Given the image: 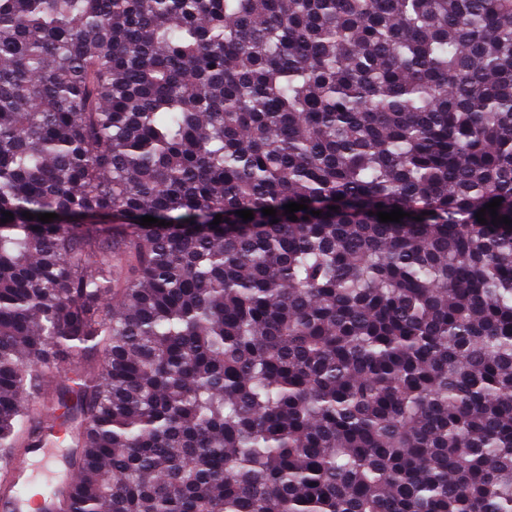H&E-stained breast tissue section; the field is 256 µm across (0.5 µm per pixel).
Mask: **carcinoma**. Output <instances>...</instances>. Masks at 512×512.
Returning <instances> with one entry per match:
<instances>
[{
    "label": "carcinoma",
    "mask_w": 512,
    "mask_h": 512,
    "mask_svg": "<svg viewBox=\"0 0 512 512\" xmlns=\"http://www.w3.org/2000/svg\"><path fill=\"white\" fill-rule=\"evenodd\" d=\"M495 198L512 0H0V471L71 433L63 512H512Z\"/></svg>",
    "instance_id": "carcinoma-1"
}]
</instances>
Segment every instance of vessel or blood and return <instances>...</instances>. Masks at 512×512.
Masks as SVG:
<instances>
[{"label": "vessel or blood", "instance_id": "1", "mask_svg": "<svg viewBox=\"0 0 512 512\" xmlns=\"http://www.w3.org/2000/svg\"><path fill=\"white\" fill-rule=\"evenodd\" d=\"M37 457L41 458L47 474L43 481L46 489L38 494L32 491L40 481L31 464ZM75 483L74 473L50 448L30 450L25 458L12 464L9 481L0 486V512H57L61 500Z\"/></svg>", "mask_w": 512, "mask_h": 512}]
</instances>
